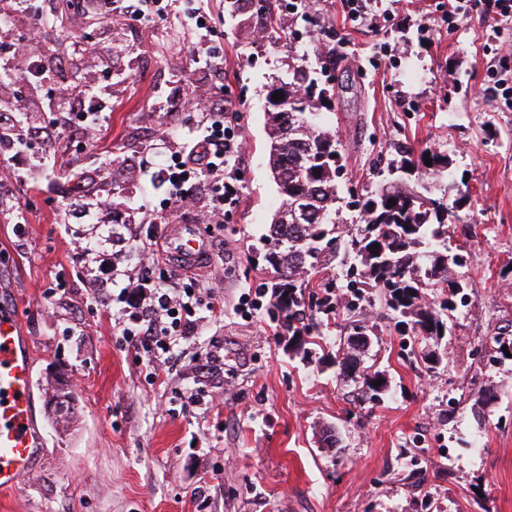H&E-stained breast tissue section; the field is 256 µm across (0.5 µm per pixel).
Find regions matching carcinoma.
Segmentation results:
<instances>
[{
  "instance_id": "obj_1",
  "label": "carcinoma",
  "mask_w": 512,
  "mask_h": 512,
  "mask_svg": "<svg viewBox=\"0 0 512 512\" xmlns=\"http://www.w3.org/2000/svg\"><path fill=\"white\" fill-rule=\"evenodd\" d=\"M73 17L70 0H60L57 11L39 17L44 40L38 53L52 67L69 56V40L75 38L69 30ZM304 62L296 55L289 78L273 82L265 96L270 172L282 197L281 208L288 210V223L268 224L263 237L265 259L277 271L272 316L288 326V344L300 347L312 336L321 337L323 316L342 307L352 311L376 296L393 312L395 326L409 329L407 355H414V344L443 335L448 316L464 304L456 299V291L467 288V283L453 273L455 253L448 245V228L467 200L464 179L450 169L447 155L426 149L415 161L413 148L403 146L400 161L389 169L392 181L357 201L358 217L345 228L336 209L338 141L320 112L329 89L315 88ZM277 91L283 98L275 101ZM426 154L430 165L425 163ZM52 166L71 182L73 194L81 193L87 171L73 161L55 160ZM308 199L316 200L315 211L297 224L294 211L307 206ZM110 207L108 203L92 208L88 222L73 230L84 242L82 254L90 274L97 257L119 252L116 244L133 237L131 220L115 211L110 221L98 216V210ZM347 243L346 255L360 267V287L353 289L356 302L343 306L320 298L311 302L310 277L320 274ZM430 293L440 302L427 301ZM454 299L458 304L452 303ZM307 306L315 308L320 318L299 326L294 317ZM346 328L350 342L370 341L367 327L357 321H349Z\"/></svg>"
}]
</instances>
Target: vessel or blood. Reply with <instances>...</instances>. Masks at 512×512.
Segmentation results:
<instances>
[{
    "label": "vessel or blood",
    "instance_id": "obj_1",
    "mask_svg": "<svg viewBox=\"0 0 512 512\" xmlns=\"http://www.w3.org/2000/svg\"><path fill=\"white\" fill-rule=\"evenodd\" d=\"M165 254L181 270L206 264L211 242L197 225L171 224ZM41 434L34 412L33 365L15 309L0 308V489L16 488L32 468Z\"/></svg>",
    "mask_w": 512,
    "mask_h": 512
}]
</instances>
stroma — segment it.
I'll return each mask as SVG.
<instances>
[{
    "label": "stroma",
    "instance_id": "stroma-1",
    "mask_svg": "<svg viewBox=\"0 0 512 512\" xmlns=\"http://www.w3.org/2000/svg\"><path fill=\"white\" fill-rule=\"evenodd\" d=\"M163 5V19L132 24L113 13L75 26L98 47L79 69L0 88L37 131L19 157L0 154V303L21 319L44 437L20 487L0 490V512H512V357L492 349L512 334V106L486 70L490 58L512 56V23L496 30L475 15L452 27L448 0H382L395 19L372 28L346 20L343 0L311 10L277 2L311 76L337 86L329 110L345 163L340 220L351 222L356 196L385 183L401 143L446 153L470 187L449 228L469 298L426 343L439 365L404 359L393 313L375 299L353 313L373 336L341 382L329 347L293 350L267 313L235 308L275 278L259 254L281 204L264 98L287 77L288 50L263 37L259 0H205L207 31L183 24L181 0ZM192 42L219 47L224 82L244 104L243 194L231 219L213 225L199 272L224 313L201 323L153 384L122 337L124 303H104L82 272L63 220L69 187L40 161L80 160L91 172L84 195L108 202L114 165L104 157L122 144L123 199L137 211L139 239L174 220L195 223L196 209L169 211L159 179L199 121L182 97L211 90L187 54ZM78 84L93 91L97 135L65 124ZM376 370L388 387L372 403L362 377ZM57 372L76 393V413L60 426L46 415ZM197 389L212 402L186 406ZM485 390L496 398L478 424L473 401ZM326 428L335 447L322 441Z\"/></svg>",
    "mask_w": 512,
    "mask_h": 512
}]
</instances>
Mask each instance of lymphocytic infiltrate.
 <instances>
[{"mask_svg": "<svg viewBox=\"0 0 512 512\" xmlns=\"http://www.w3.org/2000/svg\"><path fill=\"white\" fill-rule=\"evenodd\" d=\"M201 118L197 136L172 159L162 172L169 185V207L183 206L203 191L208 200L209 220L223 223L242 196L241 160L245 154L242 113L231 99L215 95L191 99ZM139 276L120 291L136 308L123 322L122 336L127 343L147 353L145 364L149 381H157L164 366L172 362L179 344L192 339L203 317L216 318L223 309L203 301L196 281L185 278L174 282L154 276V253L139 251Z\"/></svg>", "mask_w": 512, "mask_h": 512, "instance_id": "obj_1", "label": "lymphocytic infiltrate"}]
</instances>
